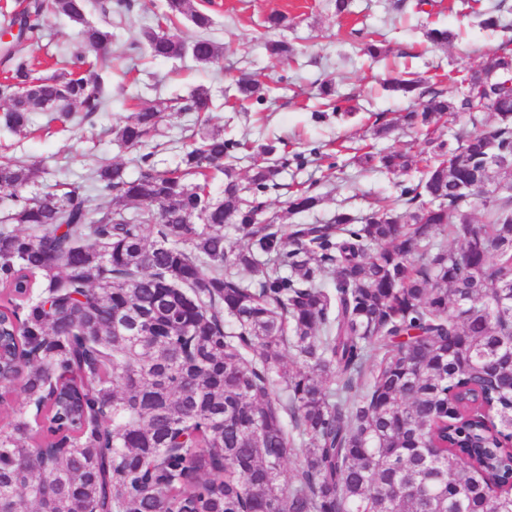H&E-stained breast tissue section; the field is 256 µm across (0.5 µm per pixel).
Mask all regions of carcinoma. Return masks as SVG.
I'll return each instance as SVG.
<instances>
[{
    "label": "carcinoma",
    "mask_w": 512,
    "mask_h": 512,
    "mask_svg": "<svg viewBox=\"0 0 512 512\" xmlns=\"http://www.w3.org/2000/svg\"><path fill=\"white\" fill-rule=\"evenodd\" d=\"M132 7L26 0L1 12L31 41L64 16L82 46L48 77L5 47L0 125L26 137L37 112L65 123L109 111L112 18ZM182 18L213 24L193 0H165L157 28L130 48L204 65L224 56L208 37L161 32ZM490 66L487 85L477 70L446 89L392 77L387 91L418 100L402 121L425 132L433 161L369 214L324 224L259 222L267 197L288 188L280 173L326 158L317 148L290 156L278 139L206 130L175 167L158 168L165 112L209 111L207 88L113 129L139 172L100 163L88 180L112 206L95 213L85 186L34 193L40 170L0 156L6 220L19 225L0 226V364L27 358L24 406L0 427V512H512V193H486L512 185V38ZM233 81L238 104L266 102L248 74ZM320 95L353 112L332 83ZM448 112L471 124L453 144L430 137ZM246 151L265 162L243 180L235 161ZM414 159L355 156L388 172ZM470 187L480 222L463 200ZM322 200L312 181L285 204L300 213ZM226 226L241 235L236 249ZM288 351L300 368H286ZM299 443L304 459L284 480Z\"/></svg>",
    "instance_id": "carcinoma-1"
}]
</instances>
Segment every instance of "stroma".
<instances>
[{"instance_id": "35a3bbf8", "label": "stroma", "mask_w": 512, "mask_h": 512, "mask_svg": "<svg viewBox=\"0 0 512 512\" xmlns=\"http://www.w3.org/2000/svg\"><path fill=\"white\" fill-rule=\"evenodd\" d=\"M396 0H351L348 12L336 14L331 0H195L197 6H209L214 25L212 39L224 46V58L218 63L201 65L191 56L177 60L153 59L145 50H129L112 58L111 92L118 103L111 111L99 113L92 122L73 124L71 130L43 132L21 138L0 128V154L17 158L41 171V184L58 180L84 181L90 168L99 161L123 164L128 176H136L134 150L117 145L113 126L132 112L174 96H189L197 87L211 89L216 106L209 115L211 129L225 137L262 140L281 139L288 151H302L318 144L336 146H373L407 150L425 147L420 131L397 127L396 121L408 107V99L390 95L381 88L393 70L409 69L424 77L456 76L461 66L481 67L496 52L506 34L483 29L475 13L461 0H432L428 12L413 8L415 0H404L405 10H395ZM286 15L287 26L276 31L275 39L288 41L297 51L289 62L270 55L264 36L268 15ZM367 28L385 42L390 53L371 60L364 55L350 32ZM431 28L458 33V40L440 47L426 36ZM79 36L65 18L51 19L42 38L22 43L20 55L39 60L76 45ZM247 70L272 89L260 111H242L234 107L231 78ZM333 80L339 93L352 97L359 109L349 117L329 116L314 122L311 112L318 104L317 94L323 81ZM394 123V131L384 139L372 136L376 114ZM195 117L174 115L160 127L167 150L156 160L163 167L175 166L179 149L190 136ZM343 167L330 172L314 166L304 170L288 169L285 183L320 181L323 200L315 210L288 213L279 196L267 200L268 215L281 224H314L344 209L360 216L368 212L373 198L390 195L395 182L416 179L419 169L389 174L364 171L342 156Z\"/></svg>"}]
</instances>
